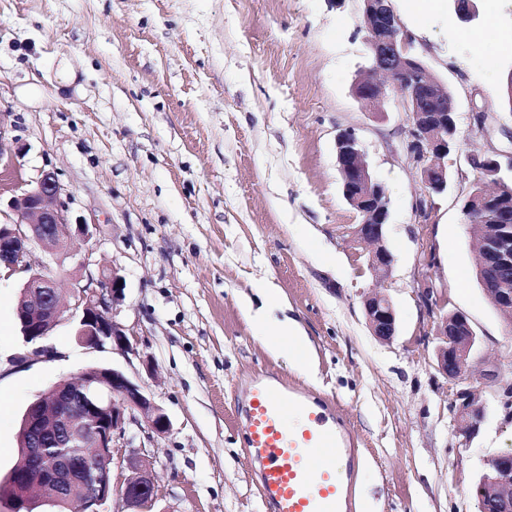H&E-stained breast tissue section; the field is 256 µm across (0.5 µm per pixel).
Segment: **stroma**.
Wrapping results in <instances>:
<instances>
[{
    "instance_id": "obj_1",
    "label": "stroma",
    "mask_w": 512,
    "mask_h": 512,
    "mask_svg": "<svg viewBox=\"0 0 512 512\" xmlns=\"http://www.w3.org/2000/svg\"><path fill=\"white\" fill-rule=\"evenodd\" d=\"M393 4L456 98L460 153L511 159L512 50L482 46L480 25ZM361 12V0H0V139L14 152L0 198L53 172L70 222L93 231L61 252L30 245L62 297L45 340L54 358L19 364L30 349L15 318L24 277L0 278V480L18 460L27 406L113 365L171 421L144 450L156 512H272L242 428L244 387L266 370L342 414L358 443L353 512H478L482 457L512 453L497 397L512 383V328L477 280L461 218L479 175L452 178L421 212L400 95L375 118L351 93L367 66ZM481 108L502 120L474 142ZM342 128L361 136L390 201L384 278L364 271L369 247L348 234L358 217L336 168ZM103 268L124 279L127 355L74 338L72 284ZM270 283L311 342L314 377L270 353L246 316L245 300ZM428 287L478 337L484 364L456 383L437 369V318L419 298ZM374 292L396 308L392 341L367 326L362 300ZM460 386L489 410L469 442L450 409Z\"/></svg>"
}]
</instances>
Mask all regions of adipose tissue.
<instances>
[{"label":"adipose tissue","instance_id":"ef3b65f1","mask_svg":"<svg viewBox=\"0 0 512 512\" xmlns=\"http://www.w3.org/2000/svg\"><path fill=\"white\" fill-rule=\"evenodd\" d=\"M263 301L266 310L258 314L257 322L262 329V340L265 346L272 353L288 358L297 370L308 372L311 346L304 331L295 320L274 319L267 313L268 308L280 303L278 289H266L263 293Z\"/></svg>","mask_w":512,"mask_h":512}]
</instances>
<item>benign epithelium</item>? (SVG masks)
Wrapping results in <instances>:
<instances>
[{
  "instance_id": "7a95c632",
  "label": "benign epithelium",
  "mask_w": 512,
  "mask_h": 512,
  "mask_svg": "<svg viewBox=\"0 0 512 512\" xmlns=\"http://www.w3.org/2000/svg\"><path fill=\"white\" fill-rule=\"evenodd\" d=\"M360 26L366 32L368 68L359 73L352 94L373 113L381 110L391 91L403 94V109L410 124L411 140L407 153L415 160L427 198L448 191V155L456 147L457 117L455 98L448 83L432 74L420 58L417 38L401 22L392 0H362ZM452 13L464 22L479 17V0H450ZM498 122L493 112L477 111L473 115L470 134L481 138ZM468 165L492 178L498 192L492 193L474 183L462 212H477L485 219L499 221L497 204L512 194V160L507 168L490 155L470 153ZM336 165L343 196L356 212L360 222L351 231L359 243L371 246L366 269L383 278L389 274L394 255L389 248L387 226L389 200L381 183L373 176L365 145L351 128L336 134ZM61 188L50 172L44 173L11 200L14 218L0 224V272L11 276L27 274L20 297L26 305L17 308L22 336L33 345L23 356L34 361L52 355L41 345L48 330L60 321L61 304L56 297V281L46 268L36 269L31 262L30 244L37 241L51 251L67 245L77 234L90 236L89 225L70 224L58 204ZM477 272L483 285H495L494 276L512 273V228L505 224L500 233L484 241ZM123 278L115 269L99 273L97 287L72 290L73 309L80 313L77 341L102 351L108 347L121 352L133 350V343L117 320V306L124 299ZM367 325L377 339L393 340L397 332V314L390 298L382 293L364 297ZM435 356L438 369L449 379L463 377L467 368L479 363L475 355L477 336L467 317L459 312H446L437 318ZM56 394L55 412L37 410L41 400L25 411L22 430L27 434V455L42 461L41 438L54 435L74 444L90 438L101 467H85L75 473L71 461L60 459L44 468L47 484L63 488L79 486V497L56 493L50 497L54 506L70 512H97V506L117 494L125 512H153L155 488L145 461L135 456L124 457L121 448L133 447L135 436L127 433V423H138L141 414L152 432L163 434L170 421L163 410L149 399L141 387L122 371L112 367L90 366L77 378L62 380L52 387ZM460 434L465 442L479 433L487 420V406L479 402L471 390L462 388L452 402ZM128 466L135 476L113 483V471ZM483 480L478 483L479 498L498 512H512V454L493 453L482 458ZM34 482L17 473L0 495L10 500L11 512H30L36 502L30 497Z\"/></svg>"
}]
</instances>
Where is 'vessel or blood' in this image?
I'll return each instance as SVG.
<instances>
[{"label":"vessel or blood","mask_w":512,"mask_h":512,"mask_svg":"<svg viewBox=\"0 0 512 512\" xmlns=\"http://www.w3.org/2000/svg\"><path fill=\"white\" fill-rule=\"evenodd\" d=\"M244 440L273 512H352L356 443L324 402L258 379L247 391Z\"/></svg>","instance_id":"obj_1"}]
</instances>
